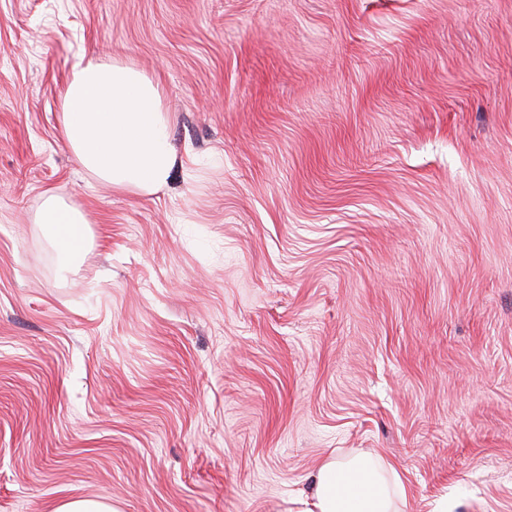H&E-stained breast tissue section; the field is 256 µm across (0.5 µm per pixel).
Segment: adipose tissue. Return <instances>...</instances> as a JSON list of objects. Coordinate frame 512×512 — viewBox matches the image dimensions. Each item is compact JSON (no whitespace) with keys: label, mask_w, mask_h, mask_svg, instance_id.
<instances>
[{"label":"adipose tissue","mask_w":512,"mask_h":512,"mask_svg":"<svg viewBox=\"0 0 512 512\" xmlns=\"http://www.w3.org/2000/svg\"><path fill=\"white\" fill-rule=\"evenodd\" d=\"M62 135L79 165L120 191L151 195L176 165L160 85L136 67L89 56L74 66L61 98ZM53 248L69 260L85 247L82 212L48 196L37 216ZM403 483L380 455H329L298 512H399Z\"/></svg>","instance_id":"obj_1"}]
</instances>
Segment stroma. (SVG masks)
<instances>
[{"label": "stroma", "mask_w": 512, "mask_h": 512, "mask_svg": "<svg viewBox=\"0 0 512 512\" xmlns=\"http://www.w3.org/2000/svg\"><path fill=\"white\" fill-rule=\"evenodd\" d=\"M83 56L161 82L166 189L79 168ZM358 452L512 512V0H0V512H293ZM37 224L50 229V243L65 258L75 262L85 247L82 212L59 197L48 196L39 212ZM118 512L114 506L99 500L73 499L59 505L55 512Z\"/></svg>", "instance_id": "1"}]
</instances>
